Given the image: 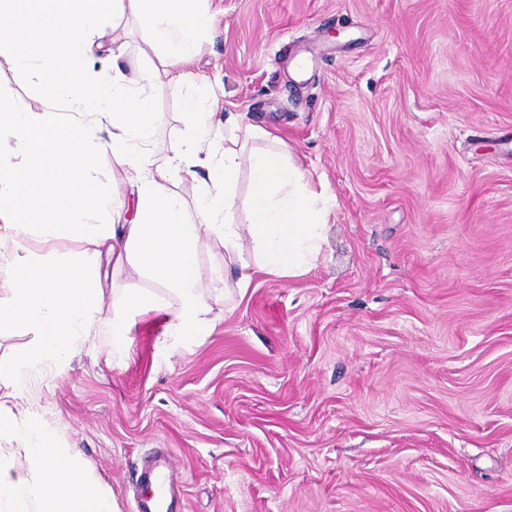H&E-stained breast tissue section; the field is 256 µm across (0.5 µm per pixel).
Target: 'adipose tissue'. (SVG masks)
I'll return each instance as SVG.
<instances>
[{
    "mask_svg": "<svg viewBox=\"0 0 512 512\" xmlns=\"http://www.w3.org/2000/svg\"><path fill=\"white\" fill-rule=\"evenodd\" d=\"M153 44L168 54L192 58L210 39L211 22L201 0H134ZM124 0H0V50L15 67L37 77L52 111L32 117L0 91V137L18 141L15 159L0 157V259H15L17 273L8 298L0 299V335L28 334L7 372L14 392L0 397V437L17 436L16 448H0V512H116L112 494L87 470L78 449L65 446L26 406L29 379L43 367L65 369L89 340L105 302L104 258L119 257L157 284L126 288L112 307V352L123 355L130 341L131 313L174 307L170 333L189 342L211 324L213 306L198 280L200 235L221 244L219 269L235 271L246 289L251 268L278 278H295L317 259L326 229V201L308 190L304 172L287 149L247 152L231 147L211 168L200 200L201 221L187 223L179 199L158 190V163L148 150L158 116L145 88L154 69L130 78L121 69L92 71L105 47V21ZM65 111H55V104ZM203 105L187 95L185 110L194 136L165 163L184 170L211 150L212 135L198 126ZM106 139H98L99 131ZM126 157L138 172L129 200H121L108 179L94 175L87 146ZM250 175L247 223L233 221L241 170ZM125 209L121 224L91 223L89 213ZM62 213L60 226L30 224L32 213ZM64 236L82 244L79 252H33L32 237Z\"/></svg>",
    "mask_w": 512,
    "mask_h": 512,
    "instance_id": "ef3b65f1",
    "label": "adipose tissue"
}]
</instances>
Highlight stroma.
Listing matches in <instances>:
<instances>
[{
  "label": "stroma",
  "mask_w": 512,
  "mask_h": 512,
  "mask_svg": "<svg viewBox=\"0 0 512 512\" xmlns=\"http://www.w3.org/2000/svg\"><path fill=\"white\" fill-rule=\"evenodd\" d=\"M215 36L162 61L126 4L106 38L128 72L189 71L212 124L262 127L333 201L303 275L256 269L181 343L170 310L108 325L27 397L137 512L165 459L175 512H512V0H206ZM30 113L35 82L0 55ZM159 157L184 99L147 87ZM156 180L199 223L206 169Z\"/></svg>",
  "instance_id": "stroma-1"
}]
</instances>
